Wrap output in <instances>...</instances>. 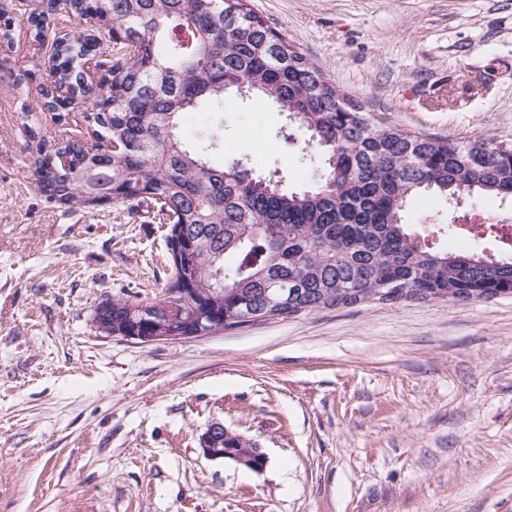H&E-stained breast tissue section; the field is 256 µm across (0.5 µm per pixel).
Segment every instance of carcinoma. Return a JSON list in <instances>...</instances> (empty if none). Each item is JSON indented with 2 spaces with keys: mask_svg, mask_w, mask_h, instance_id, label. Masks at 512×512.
I'll return each mask as SVG.
<instances>
[{
  "mask_svg": "<svg viewBox=\"0 0 512 512\" xmlns=\"http://www.w3.org/2000/svg\"><path fill=\"white\" fill-rule=\"evenodd\" d=\"M71 12L93 19L55 43L52 74L61 98L43 90L41 108L61 112L77 93L91 101L84 121L112 148L91 152L80 139L39 147L35 182L47 197L70 208H94L98 196L167 206V236L195 242L188 262L161 292L169 299L186 281L203 288L168 317L157 299L106 298L94 316L112 329L140 332L165 324L182 332L205 315L217 332L240 325L242 312L264 314L267 299L285 288L278 320L353 306L388 283L409 288L413 300L462 295H512V257L483 251L452 253L430 242L438 229L412 226L405 212L423 195L475 204L512 196V142L488 136L448 140L389 125L341 93L285 35L270 28L246 0H67ZM56 0H40L27 21L45 33ZM109 41L139 44L102 59L97 86L78 83L80 58ZM245 84L252 94L293 114L323 169L299 192L273 177L248 179L224 164V96ZM214 112L213 123L191 143L181 138L186 112ZM64 153L69 166L57 164ZM219 450L249 453L246 439L222 431Z\"/></svg>",
  "mask_w": 512,
  "mask_h": 512,
  "instance_id": "carcinoma-1",
  "label": "carcinoma"
}]
</instances>
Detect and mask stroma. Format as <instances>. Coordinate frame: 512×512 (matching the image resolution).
Segmentation results:
<instances>
[{"label": "stroma", "instance_id": "stroma-1", "mask_svg": "<svg viewBox=\"0 0 512 512\" xmlns=\"http://www.w3.org/2000/svg\"><path fill=\"white\" fill-rule=\"evenodd\" d=\"M0 0V512H512V296L364 303L175 342L99 333L106 297L161 293L167 226L134 201L66 209L37 141L85 140L40 107L55 32ZM393 125L512 140V0H248ZM224 161L309 186L308 133L224 100ZM214 422L260 471L207 458Z\"/></svg>", "mask_w": 512, "mask_h": 512}]
</instances>
